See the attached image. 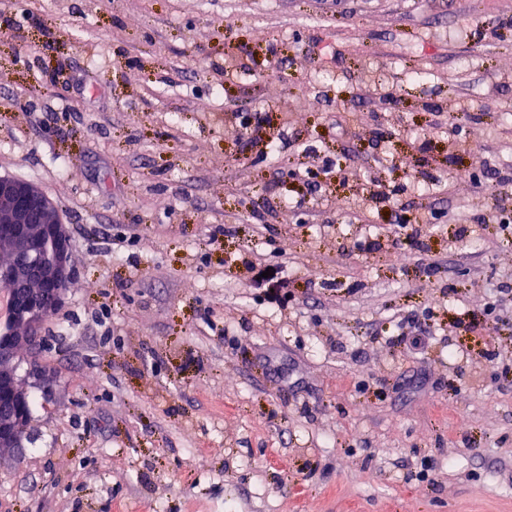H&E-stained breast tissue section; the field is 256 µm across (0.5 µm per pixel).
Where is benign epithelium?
I'll use <instances>...</instances> for the list:
<instances>
[{
	"mask_svg": "<svg viewBox=\"0 0 512 512\" xmlns=\"http://www.w3.org/2000/svg\"><path fill=\"white\" fill-rule=\"evenodd\" d=\"M0 456L20 459L30 419L29 394L10 363L29 352L32 374L49 390L53 376L37 362L42 323L61 307L75 270L70 232L39 187L0 175Z\"/></svg>",
	"mask_w": 512,
	"mask_h": 512,
	"instance_id": "obj_1",
	"label": "benign epithelium"
}]
</instances>
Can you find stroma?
Instances as JSON below:
<instances>
[{
	"instance_id": "obj_1",
	"label": "stroma",
	"mask_w": 512,
	"mask_h": 512,
	"mask_svg": "<svg viewBox=\"0 0 512 512\" xmlns=\"http://www.w3.org/2000/svg\"><path fill=\"white\" fill-rule=\"evenodd\" d=\"M495 172L512 0H0L75 255L0 512H512V240L448 221Z\"/></svg>"
}]
</instances>
